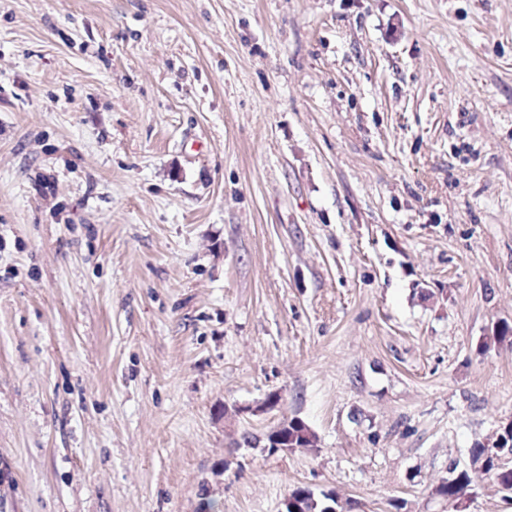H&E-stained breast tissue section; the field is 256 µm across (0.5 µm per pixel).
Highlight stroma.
Segmentation results:
<instances>
[{"label": "stroma", "mask_w": 512, "mask_h": 512, "mask_svg": "<svg viewBox=\"0 0 512 512\" xmlns=\"http://www.w3.org/2000/svg\"><path fill=\"white\" fill-rule=\"evenodd\" d=\"M506 324L512 0H0V512H453Z\"/></svg>", "instance_id": "stroma-1"}]
</instances>
